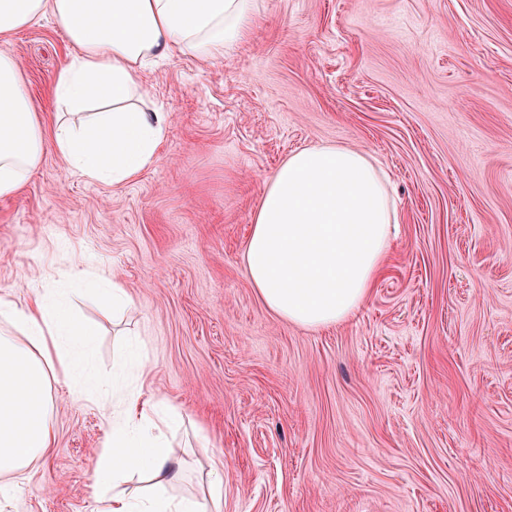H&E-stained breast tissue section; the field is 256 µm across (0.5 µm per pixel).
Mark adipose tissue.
Returning a JSON list of instances; mask_svg holds the SVG:
<instances>
[{
    "label": "adipose tissue",
    "instance_id": "adipose-tissue-1",
    "mask_svg": "<svg viewBox=\"0 0 512 512\" xmlns=\"http://www.w3.org/2000/svg\"><path fill=\"white\" fill-rule=\"evenodd\" d=\"M258 0H0V198L19 193L47 152L93 182L136 180L151 166L169 115L139 104L141 69L178 51L201 59L231 54L248 37ZM50 18L76 52L53 88L56 119L30 95L11 48L20 30ZM397 211L376 159L340 145L289 155L265 185L245 248L246 275L283 321L320 329L351 318L392 248ZM93 327L74 319L50 288L27 303L0 296V473L29 466L53 445L51 383L88 362ZM108 402L101 512H203L163 488L180 475L166 432L183 416L136 390ZM142 474L148 490L122 484Z\"/></svg>",
    "mask_w": 512,
    "mask_h": 512
}]
</instances>
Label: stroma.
Returning <instances> with one entry per match:
<instances>
[{"mask_svg":"<svg viewBox=\"0 0 512 512\" xmlns=\"http://www.w3.org/2000/svg\"><path fill=\"white\" fill-rule=\"evenodd\" d=\"M230 56L173 53L139 74L171 122L130 183L87 181L55 153L0 198V295L51 278L96 326L93 372L137 345L129 385L166 398L182 476L223 512H512V0H258ZM31 95L73 48L50 19L17 32ZM369 153L398 224L350 320L284 322L243 262L266 180L311 144ZM104 271L134 303L70 291ZM52 450L0 512H95L102 403L81 372L51 386Z\"/></svg>","mask_w":512,"mask_h":512,"instance_id":"obj_1","label":"stroma"}]
</instances>
